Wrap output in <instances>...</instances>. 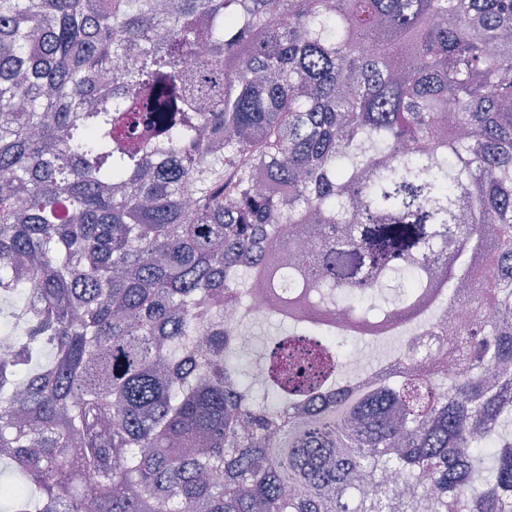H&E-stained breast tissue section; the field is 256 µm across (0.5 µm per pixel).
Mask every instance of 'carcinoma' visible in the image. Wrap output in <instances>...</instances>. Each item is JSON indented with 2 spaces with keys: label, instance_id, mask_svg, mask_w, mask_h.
Returning a JSON list of instances; mask_svg holds the SVG:
<instances>
[{
  "label": "carcinoma",
  "instance_id": "obj_1",
  "mask_svg": "<svg viewBox=\"0 0 512 512\" xmlns=\"http://www.w3.org/2000/svg\"><path fill=\"white\" fill-rule=\"evenodd\" d=\"M0 330L5 512H512V0H0Z\"/></svg>",
  "mask_w": 512,
  "mask_h": 512
}]
</instances>
